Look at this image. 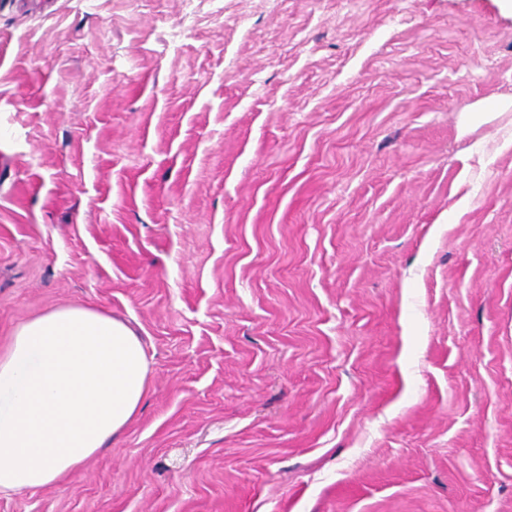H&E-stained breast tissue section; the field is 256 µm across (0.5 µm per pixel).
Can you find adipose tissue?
Instances as JSON below:
<instances>
[{"label": "adipose tissue", "instance_id": "adipose-tissue-1", "mask_svg": "<svg viewBox=\"0 0 512 512\" xmlns=\"http://www.w3.org/2000/svg\"><path fill=\"white\" fill-rule=\"evenodd\" d=\"M141 340L123 321L66 305L19 323L0 349V491L55 486L137 414Z\"/></svg>", "mask_w": 512, "mask_h": 512}]
</instances>
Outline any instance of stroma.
Returning a JSON list of instances; mask_svg holds the SVG:
<instances>
[{"instance_id": "1", "label": "stroma", "mask_w": 512, "mask_h": 512, "mask_svg": "<svg viewBox=\"0 0 512 512\" xmlns=\"http://www.w3.org/2000/svg\"><path fill=\"white\" fill-rule=\"evenodd\" d=\"M512 0H0V346L150 384L0 512H512Z\"/></svg>"}]
</instances>
